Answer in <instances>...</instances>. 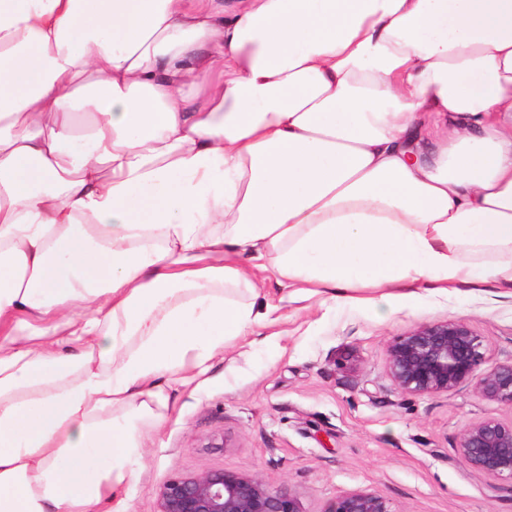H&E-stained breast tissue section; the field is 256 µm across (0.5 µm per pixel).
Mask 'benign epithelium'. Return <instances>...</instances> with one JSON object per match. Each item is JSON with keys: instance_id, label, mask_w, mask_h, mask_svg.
Masks as SVG:
<instances>
[{"instance_id": "7a95c632", "label": "benign epithelium", "mask_w": 512, "mask_h": 512, "mask_svg": "<svg viewBox=\"0 0 512 512\" xmlns=\"http://www.w3.org/2000/svg\"><path fill=\"white\" fill-rule=\"evenodd\" d=\"M481 346L480 337L462 323L420 326L389 345V374L399 389L414 395L444 393L474 380L486 399L512 406V363L476 375L483 361ZM459 452L475 470L512 480V421L469 425ZM158 501V512H300L293 496L271 489L257 476L224 469L174 474L160 488ZM327 512L392 510L383 496L355 490L337 497Z\"/></svg>"}]
</instances>
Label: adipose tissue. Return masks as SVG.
I'll list each match as a JSON object with an SVG mask.
<instances>
[{
  "label": "adipose tissue",
  "mask_w": 512,
  "mask_h": 512,
  "mask_svg": "<svg viewBox=\"0 0 512 512\" xmlns=\"http://www.w3.org/2000/svg\"><path fill=\"white\" fill-rule=\"evenodd\" d=\"M257 270L512 288V0H0V512H128Z\"/></svg>",
  "instance_id": "adipose-tissue-1"
}]
</instances>
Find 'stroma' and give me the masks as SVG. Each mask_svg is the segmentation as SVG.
Listing matches in <instances>:
<instances>
[{
  "label": "stroma",
  "instance_id": "35a3bbf8",
  "mask_svg": "<svg viewBox=\"0 0 512 512\" xmlns=\"http://www.w3.org/2000/svg\"><path fill=\"white\" fill-rule=\"evenodd\" d=\"M255 283L272 312L238 337L203 379L181 388L167 421L145 440L117 495L130 512H157L172 475L213 469L260 477L293 495L300 512H327L368 489L393 512H512V481L471 468L458 451L470 424L512 420V407L474 383L411 395L388 371L398 336L435 323L467 325L482 340V369L512 363V295L459 287L392 308H331L284 301L273 275ZM223 447H210L212 438Z\"/></svg>",
  "mask_w": 512,
  "mask_h": 512
}]
</instances>
